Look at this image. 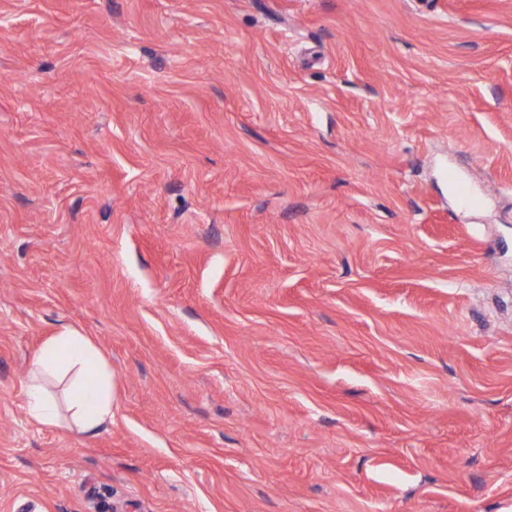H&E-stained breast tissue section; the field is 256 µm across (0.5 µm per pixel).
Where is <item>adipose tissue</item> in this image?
Here are the masks:
<instances>
[{
	"label": "adipose tissue",
	"mask_w": 512,
	"mask_h": 512,
	"mask_svg": "<svg viewBox=\"0 0 512 512\" xmlns=\"http://www.w3.org/2000/svg\"><path fill=\"white\" fill-rule=\"evenodd\" d=\"M56 373L70 381L63 407L44 382ZM25 396L29 417L45 426L64 421L71 429L89 434L112 420L111 372L92 339L68 326L33 355Z\"/></svg>",
	"instance_id": "adipose-tissue-1"
}]
</instances>
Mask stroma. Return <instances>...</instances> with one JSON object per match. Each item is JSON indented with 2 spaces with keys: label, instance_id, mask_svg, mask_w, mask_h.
Instances as JSON below:
<instances>
[{
  "label": "stroma",
  "instance_id": "35a3bbf8",
  "mask_svg": "<svg viewBox=\"0 0 512 512\" xmlns=\"http://www.w3.org/2000/svg\"><path fill=\"white\" fill-rule=\"evenodd\" d=\"M116 503L512 512V0H0V512ZM70 376L67 424L80 433H94L112 421L111 372L89 336L64 326L33 355L25 387L29 417L45 426L61 422L56 397L44 383L47 375Z\"/></svg>",
  "mask_w": 512,
  "mask_h": 512
}]
</instances>
